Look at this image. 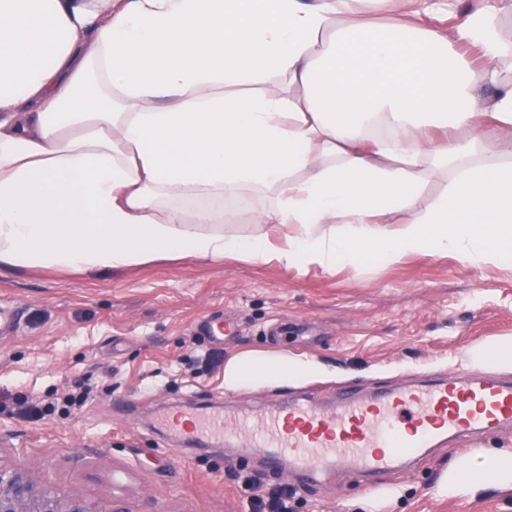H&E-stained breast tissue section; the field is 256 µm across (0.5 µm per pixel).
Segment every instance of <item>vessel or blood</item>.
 I'll list each match as a JSON object with an SVG mask.
<instances>
[{"label": "vessel or blood", "mask_w": 512, "mask_h": 512, "mask_svg": "<svg viewBox=\"0 0 512 512\" xmlns=\"http://www.w3.org/2000/svg\"><path fill=\"white\" fill-rule=\"evenodd\" d=\"M512 421V379L471 369L362 396L342 393L335 407L310 398L265 408L249 421L215 413L166 419L172 433H242L276 471L293 467L318 476L333 469L379 474L448 438L476 439Z\"/></svg>", "instance_id": "vessel-or-blood-1"}]
</instances>
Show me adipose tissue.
I'll use <instances>...</instances> for the list:
<instances>
[{
	"label": "adipose tissue",
	"mask_w": 512,
	"mask_h": 512,
	"mask_svg": "<svg viewBox=\"0 0 512 512\" xmlns=\"http://www.w3.org/2000/svg\"><path fill=\"white\" fill-rule=\"evenodd\" d=\"M361 2L0 0V267L333 269L416 252L511 264L512 0H385L399 14L388 26ZM489 142L501 160L479 163ZM434 169L452 176L426 204ZM248 188L271 195L251 237L224 209ZM316 371L243 353L224 387ZM491 472L512 484V453L460 462L438 489L478 491Z\"/></svg>",
	"instance_id": "adipose-tissue-1"
}]
</instances>
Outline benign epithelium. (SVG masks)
Listing matches in <instances>:
<instances>
[{
  "mask_svg": "<svg viewBox=\"0 0 512 512\" xmlns=\"http://www.w3.org/2000/svg\"><path fill=\"white\" fill-rule=\"evenodd\" d=\"M0 512H131L123 498L100 511L85 497L64 496L21 466H0Z\"/></svg>",
  "mask_w": 512,
  "mask_h": 512,
  "instance_id": "benign-epithelium-1",
  "label": "benign epithelium"
}]
</instances>
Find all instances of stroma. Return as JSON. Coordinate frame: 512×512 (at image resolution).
<instances>
[{"mask_svg":"<svg viewBox=\"0 0 512 512\" xmlns=\"http://www.w3.org/2000/svg\"><path fill=\"white\" fill-rule=\"evenodd\" d=\"M0 303L20 322L0 331V466L27 467L61 493L134 512H253L244 476L261 470L238 439L187 442L157 419L176 407L256 412L284 396L333 406L362 394L469 366L470 351L512 344V267H473L456 255L411 254L333 270L231 258H185L88 272L0 268ZM232 324L224 342L206 324ZM312 360L303 384L224 387L241 352ZM89 390L77 409L64 396ZM22 398L54 403L42 420L13 413ZM467 441L451 440L379 474L331 471L308 482L269 474L297 512H512V489L490 483L439 493Z\"/></svg>","mask_w":512,"mask_h":512,"instance_id":"1","label":"stroma"}]
</instances>
